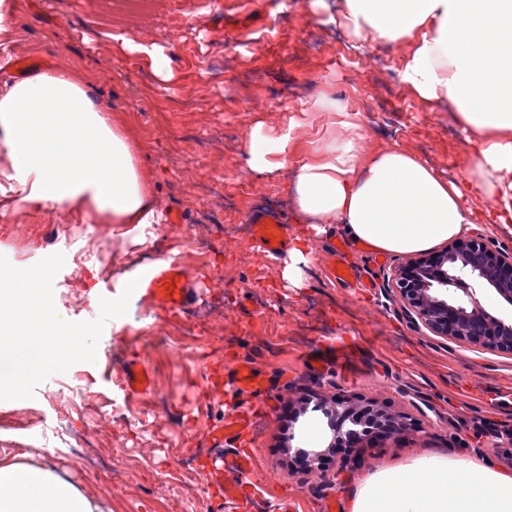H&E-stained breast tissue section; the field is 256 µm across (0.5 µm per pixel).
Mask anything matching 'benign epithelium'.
I'll return each instance as SVG.
<instances>
[{"mask_svg":"<svg viewBox=\"0 0 512 512\" xmlns=\"http://www.w3.org/2000/svg\"><path fill=\"white\" fill-rule=\"evenodd\" d=\"M473 280L512 305V254L490 248L479 235L460 237L438 250L410 257L396 270L389 288L415 321L433 335L512 352V321L484 309ZM363 407L371 411L370 435L390 436L407 428L403 415L376 404L320 399L314 408L324 411L332 436L323 449L300 451L307 470L320 468L337 448L356 442V412Z\"/></svg>","mask_w":512,"mask_h":512,"instance_id":"1","label":"benign epithelium"}]
</instances>
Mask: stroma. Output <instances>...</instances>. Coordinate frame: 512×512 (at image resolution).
Returning <instances> with one entry per match:
<instances>
[{"label": "stroma", "instance_id": "35a3bbf8", "mask_svg": "<svg viewBox=\"0 0 512 512\" xmlns=\"http://www.w3.org/2000/svg\"><path fill=\"white\" fill-rule=\"evenodd\" d=\"M337 0H18L16 60L27 69L81 72L138 134L139 163L153 178L164 223L96 224L51 209L0 211V255L32 266L60 252L56 308L90 321L100 298L121 294L124 274L166 256L194 284L188 310L165 314L133 293L126 316L108 322L96 363L51 376L34 398L0 401V448L47 460L97 498L104 512H251L252 500H291L295 512H346L350 478L430 451L488 457L512 467V354L432 335L387 283L402 254L377 262L335 224L313 241L305 284L283 281L284 254L264 256L246 221L267 209L301 226L284 172L249 166L250 135L302 143L328 133L318 100L359 113L368 147H399L461 176L469 146L452 111L422 102L400 78L405 42L356 50ZM125 32L168 59L158 77L148 55L111 40ZM181 223H173L174 213ZM347 262L371 287L340 284ZM151 376L126 391L130 360ZM250 360L265 385L241 393L228 372ZM317 393L401 411L412 430L370 438L307 473L297 449L325 447L327 419L300 412ZM254 410L242 443L257 474L241 500L219 501L212 439L231 405Z\"/></svg>", "mask_w": 512, "mask_h": 512}]
</instances>
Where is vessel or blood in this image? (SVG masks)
<instances>
[{"mask_svg":"<svg viewBox=\"0 0 512 512\" xmlns=\"http://www.w3.org/2000/svg\"><path fill=\"white\" fill-rule=\"evenodd\" d=\"M254 236L264 252L276 254L287 241V228L279 221L255 214L251 218ZM144 298L162 310L175 314L181 312L190 301L192 283L184 270L171 261L147 268L140 275L137 285ZM231 377L240 391L254 393L259 389L260 380L249 361L237 362ZM254 416L250 411L240 410L230 413L222 426L213 429V440L224 445V461L221 468L225 476L224 496L235 498L244 484L250 483L255 474V464L251 457L239 453L235 448L238 438L253 430Z\"/></svg>","mask_w":512,"mask_h":512,"instance_id":"obj_1","label":"vessel or blood"}]
</instances>
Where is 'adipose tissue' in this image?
I'll return each mask as SVG.
<instances>
[{
	"mask_svg": "<svg viewBox=\"0 0 512 512\" xmlns=\"http://www.w3.org/2000/svg\"><path fill=\"white\" fill-rule=\"evenodd\" d=\"M360 39L405 41L401 80L427 103H447L470 147L450 179L396 147L371 150L359 118L311 141L297 163L252 136V168L288 170L295 236L281 278L295 284L310 237L341 225L356 242L415 254L479 224H512V0H344ZM136 135L96 99L86 77L42 69L0 88V209L49 207L100 224H159L164 214ZM489 201L485 210L473 199ZM347 512H512V472L482 456L424 452L357 478ZM0 512H103L55 467L0 452Z\"/></svg>",
	"mask_w": 512,
	"mask_h": 512,
	"instance_id": "1",
	"label": "adipose tissue"
}]
</instances>
